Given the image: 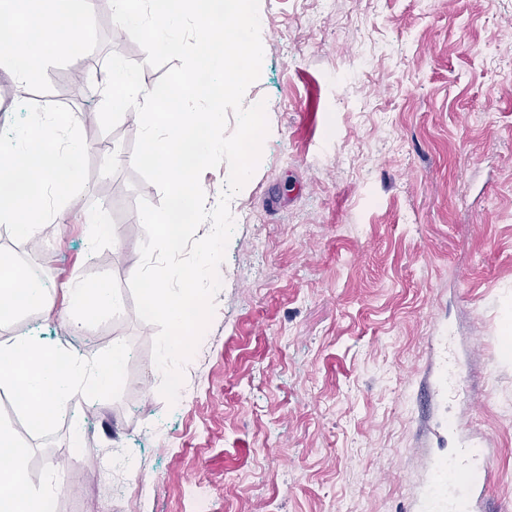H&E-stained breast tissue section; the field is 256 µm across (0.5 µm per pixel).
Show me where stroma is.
I'll use <instances>...</instances> for the list:
<instances>
[{"label": "stroma", "mask_w": 512, "mask_h": 512, "mask_svg": "<svg viewBox=\"0 0 512 512\" xmlns=\"http://www.w3.org/2000/svg\"><path fill=\"white\" fill-rule=\"evenodd\" d=\"M264 60L245 105L265 102L259 163L232 202L238 222L218 273L214 313L183 368L184 399L158 392L156 326L129 280L145 232L138 200L157 186L131 164L88 153L55 211L54 249L0 224V249L40 268L49 320L18 315L0 340L38 333L88 357L120 346V379L76 393L50 427L29 432L26 478L40 484L74 449L113 479L50 501V512H448L437 467L458 436L494 450L490 512H512V0H259ZM103 54L159 68L94 0L81 25ZM67 51L40 67L94 146L132 155L128 113L100 126L99 86ZM341 75L329 83L331 72ZM0 129L20 132L28 91L0 77ZM104 226L96 242L82 217ZM106 279L120 306L83 331L62 286ZM470 373L474 402L448 397V359Z\"/></svg>", "instance_id": "1"}]
</instances>
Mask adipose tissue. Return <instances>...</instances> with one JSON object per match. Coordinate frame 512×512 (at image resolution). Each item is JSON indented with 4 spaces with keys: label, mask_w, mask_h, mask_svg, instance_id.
<instances>
[{
    "label": "adipose tissue",
    "mask_w": 512,
    "mask_h": 512,
    "mask_svg": "<svg viewBox=\"0 0 512 512\" xmlns=\"http://www.w3.org/2000/svg\"><path fill=\"white\" fill-rule=\"evenodd\" d=\"M13 9L0 0V73L19 90L38 71L40 58L54 49L72 48L81 40L78 12L91 0H19ZM90 149L79 120L59 122L35 118L29 128L0 148V223L33 246H41L53 209L79 180L78 164ZM46 290L8 256L0 254V321L45 305ZM66 294L75 329L112 309L117 300L108 281H75ZM125 353L113 347L105 357L88 358L35 336L0 341V388L16 396L19 411L32 430L51 426L77 391L104 392L123 372ZM30 451L13 432L0 425V457L13 460L0 467V512H44L58 486L47 478L41 486L22 478L20 465Z\"/></svg>",
    "instance_id": "adipose-tissue-1"
}]
</instances>
